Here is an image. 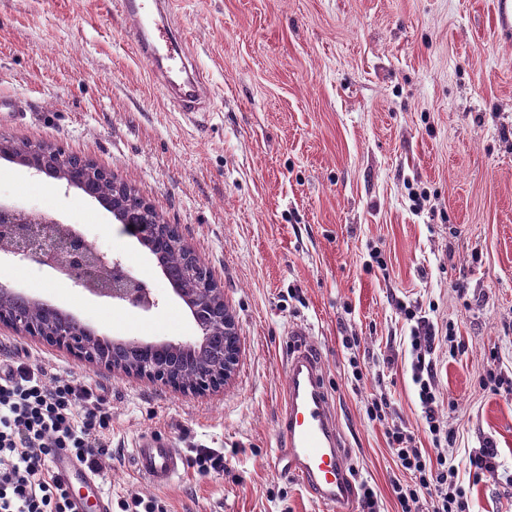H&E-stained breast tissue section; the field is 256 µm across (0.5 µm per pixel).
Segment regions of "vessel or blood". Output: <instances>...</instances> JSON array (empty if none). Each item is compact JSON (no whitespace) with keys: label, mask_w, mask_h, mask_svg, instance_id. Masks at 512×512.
Here are the masks:
<instances>
[{"label":"vessel or blood","mask_w":512,"mask_h":512,"mask_svg":"<svg viewBox=\"0 0 512 512\" xmlns=\"http://www.w3.org/2000/svg\"><path fill=\"white\" fill-rule=\"evenodd\" d=\"M161 0H119L131 23L137 53L154 64L152 77L170 91L172 102L188 119L205 107L207 88L202 78L182 81L184 63L170 44L173 32L151 24V8ZM321 360L306 346L290 353L286 367V407L277 427L279 448L274 470L298 477L317 501L326 506L348 502L352 485L336 427V417L321 383ZM129 461L151 486L164 488L185 469V458L171 443L157 435L137 439ZM55 468L67 484H82L93 497L98 512L108 503L95 475L58 456Z\"/></svg>","instance_id":"obj_1"}]
</instances>
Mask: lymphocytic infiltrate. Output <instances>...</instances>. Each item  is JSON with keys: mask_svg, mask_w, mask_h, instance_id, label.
Returning <instances> with one entry per match:
<instances>
[{"mask_svg": "<svg viewBox=\"0 0 512 512\" xmlns=\"http://www.w3.org/2000/svg\"><path fill=\"white\" fill-rule=\"evenodd\" d=\"M436 336L414 328L413 381L432 436L431 448L416 446L411 433L387 425L390 401L371 398L369 420L385 423L392 455L407 482L393 481L397 512H471L459 469L448 461L454 435L435 415L433 354ZM112 415L105 400L86 384L61 376L37 361L0 365V512H73L71 493L53 468L67 452L90 472L111 458Z\"/></svg>", "mask_w": 512, "mask_h": 512, "instance_id": "obj_1", "label": "lymphocytic infiltrate"}]
</instances>
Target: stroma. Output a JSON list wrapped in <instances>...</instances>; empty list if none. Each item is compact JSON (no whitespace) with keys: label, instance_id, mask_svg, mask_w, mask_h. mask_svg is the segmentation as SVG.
Here are the masks:
<instances>
[{"label":"stroma","instance_id":"stroma-1","mask_svg":"<svg viewBox=\"0 0 512 512\" xmlns=\"http://www.w3.org/2000/svg\"><path fill=\"white\" fill-rule=\"evenodd\" d=\"M168 21L210 89L198 125L153 81L113 0H0V97L25 114L0 119V133L92 160L182 226L235 317L236 370L195 395L1 324L0 361L26 353L96 384L112 408L100 475L112 501L139 492L168 512H323L269 466L284 363L303 329L354 484L395 512L401 472L365 406L386 394L391 420L430 447L404 304L440 338L437 413L474 512H512L511 483L468 469L490 444L512 471V394L480 384L490 369L512 380V32L499 31L496 0H173ZM414 191L427 196L422 209ZM0 199L81 221L159 305L114 304L16 262L0 263V281L112 337L189 339L191 319L154 259L97 201L1 159ZM374 249L385 269L372 267ZM347 336L368 372L357 388ZM146 431L186 453L220 449L223 471L188 466L170 487L150 486L129 463Z\"/></svg>","mask_w":512,"mask_h":512}]
</instances>
